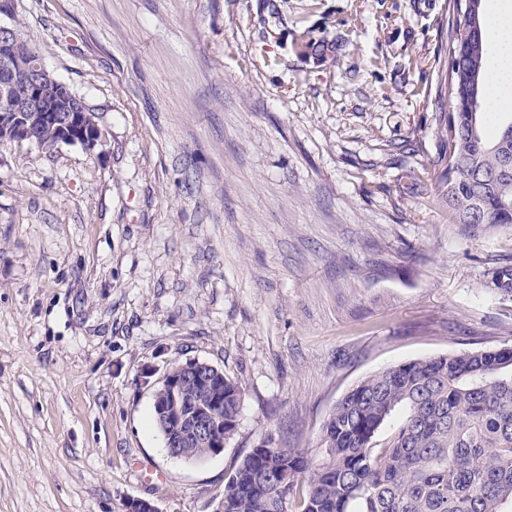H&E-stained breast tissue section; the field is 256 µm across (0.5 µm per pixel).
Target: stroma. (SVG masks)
Listing matches in <instances>:
<instances>
[{"label":"stroma","instance_id":"35a3bbf8","mask_svg":"<svg viewBox=\"0 0 512 512\" xmlns=\"http://www.w3.org/2000/svg\"><path fill=\"white\" fill-rule=\"evenodd\" d=\"M13 3L105 142L0 144V512H213L367 376L512 346V226L434 185L449 0ZM193 358L244 400L189 463L142 373Z\"/></svg>","mask_w":512,"mask_h":512}]
</instances>
